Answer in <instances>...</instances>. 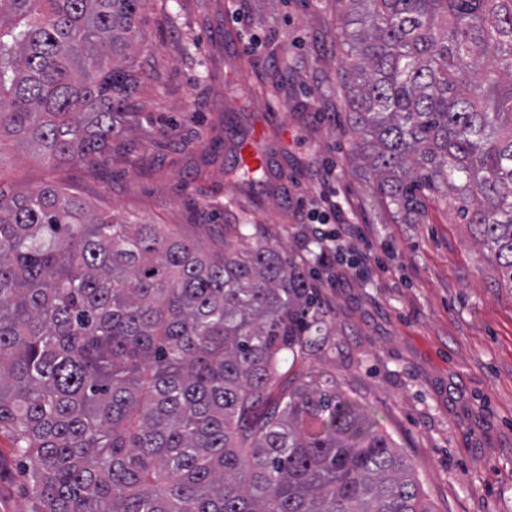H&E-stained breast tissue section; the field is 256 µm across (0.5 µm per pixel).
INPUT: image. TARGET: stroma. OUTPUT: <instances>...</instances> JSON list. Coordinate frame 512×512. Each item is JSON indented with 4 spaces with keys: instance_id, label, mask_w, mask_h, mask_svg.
Masks as SVG:
<instances>
[{
    "instance_id": "obj_1",
    "label": "stroma",
    "mask_w": 512,
    "mask_h": 512,
    "mask_svg": "<svg viewBox=\"0 0 512 512\" xmlns=\"http://www.w3.org/2000/svg\"><path fill=\"white\" fill-rule=\"evenodd\" d=\"M338 0H148L130 129L103 164L48 168L0 148V180L49 184L88 204L161 224L203 250L242 248L228 224H258L313 273L331 329L290 377L323 374L362 403L415 470L433 512H512V287L444 199L409 223L351 156L336 70ZM239 86L231 102L225 83ZM264 184L240 182L244 148ZM365 236L334 263L310 252L307 210L323 165ZM26 478L0 433V512H25Z\"/></svg>"
}]
</instances>
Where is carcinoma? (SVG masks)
<instances>
[{
	"mask_svg": "<svg viewBox=\"0 0 512 512\" xmlns=\"http://www.w3.org/2000/svg\"><path fill=\"white\" fill-rule=\"evenodd\" d=\"M144 2L0 0V144L106 161L136 112ZM348 4L356 158L407 219L453 197L512 285V0ZM326 327L310 274L267 241L209 253L60 186L0 188V432L25 512H431L336 382L270 401Z\"/></svg>",
	"mask_w": 512,
	"mask_h": 512,
	"instance_id": "carcinoma-1",
	"label": "carcinoma"
}]
</instances>
